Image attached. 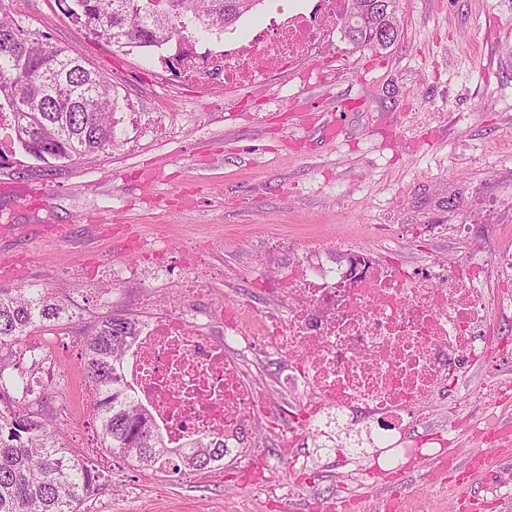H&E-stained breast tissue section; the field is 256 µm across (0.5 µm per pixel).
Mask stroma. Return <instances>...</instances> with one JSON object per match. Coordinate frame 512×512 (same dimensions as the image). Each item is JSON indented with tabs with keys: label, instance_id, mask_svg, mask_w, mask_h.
<instances>
[{
	"label": "stroma",
	"instance_id": "stroma-1",
	"mask_svg": "<svg viewBox=\"0 0 512 512\" xmlns=\"http://www.w3.org/2000/svg\"><path fill=\"white\" fill-rule=\"evenodd\" d=\"M8 12L68 49L114 85L124 101L118 145L53 167L15 150L0 160V289L62 290L67 337L50 368L19 361L48 388L46 421L66 446L101 460L102 486L81 512H276L245 483V468L294 479L278 448L212 470H139L103 454L83 372V343L105 315L141 316L147 301L172 304L190 275L186 248L221 239L208 256L210 296L250 297L253 274L298 262L294 240L326 242L325 266L347 270L357 255L407 270L450 265L477 253L512 250V0H399L400 42L380 53L334 32L310 61L320 78L284 72L262 88L224 87L218 77L184 81L170 62L175 44L119 51L75 24L64 0H0ZM348 105L337 132L325 122ZM168 273L143 274L149 250ZM131 267L125 279L104 275ZM512 382V360L475 366L448 383V401L472 398L488 375ZM320 436L296 453L312 461L290 512L352 494L424 497L421 461L381 480L363 458L350 482L339 458L322 459ZM455 469L434 512H512V495L489 501L490 482L512 480V447L467 432L447 448ZM492 461L472 481L477 455Z\"/></svg>",
	"mask_w": 512,
	"mask_h": 512
}]
</instances>
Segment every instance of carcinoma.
Returning a JSON list of instances; mask_svg holds the SVG:
<instances>
[{
	"label": "carcinoma",
	"instance_id": "1",
	"mask_svg": "<svg viewBox=\"0 0 512 512\" xmlns=\"http://www.w3.org/2000/svg\"><path fill=\"white\" fill-rule=\"evenodd\" d=\"M69 16L118 48L161 47L199 34L222 32L265 0H71ZM342 30L356 46L386 50L402 36L398 0H352ZM0 110L14 111L11 143L46 161L73 160L116 145L121 110L114 87L79 59L52 46L24 20L0 12ZM62 298L40 289L15 295L0 291V512H80L100 485L90 458L60 443L38 412L15 410V393L32 383L16 373L25 338L62 319ZM139 321L109 314L84 342V374L91 408L104 445L115 456L146 470L173 475L201 471L224 460V441L201 437L190 450L169 447L162 430L136 401L121 366L137 336Z\"/></svg>",
	"mask_w": 512,
	"mask_h": 512
}]
</instances>
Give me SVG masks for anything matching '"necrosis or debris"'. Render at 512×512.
Wrapping results in <instances>:
<instances>
[{
  "label": "necrosis or debris",
  "instance_id": "4bbe7bcc",
  "mask_svg": "<svg viewBox=\"0 0 512 512\" xmlns=\"http://www.w3.org/2000/svg\"><path fill=\"white\" fill-rule=\"evenodd\" d=\"M344 0H319L320 19L299 9L282 11L256 28L248 42L221 51L211 68L227 85H259L273 70L303 73L307 61L329 41ZM360 274L297 263L258 278V293L283 305L251 310L237 296L212 300L203 313L162 307L141 322L124 365V379L166 433L172 446L204 436L224 440V452L242 455L248 427L270 420L277 446L293 469L301 437L331 428L349 431L342 446H328L354 461L373 449L374 476H387L414 460H430L425 487L447 482L450 433L468 431L498 447L512 446V424L495 413L512 390L489 379L476 394L483 419L457 410L448 428L415 441L407 421L424 420L444 405L457 364H486L512 356L499 342L489 310L512 316V254L471 257L437 275L438 285L389 263L363 258ZM272 350L287 366L276 388L297 401V411L273 406L250 352Z\"/></svg>",
  "mask_w": 512,
  "mask_h": 512
}]
</instances>
